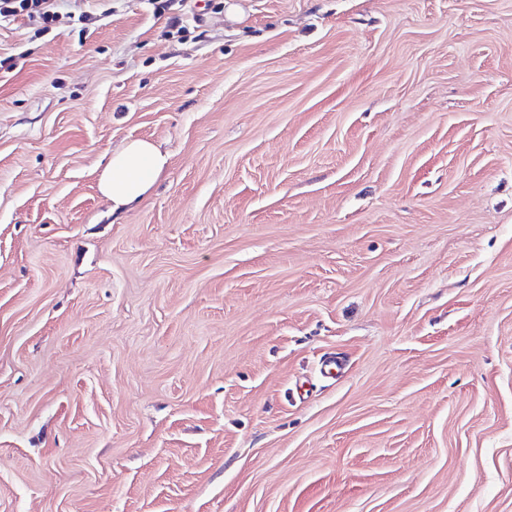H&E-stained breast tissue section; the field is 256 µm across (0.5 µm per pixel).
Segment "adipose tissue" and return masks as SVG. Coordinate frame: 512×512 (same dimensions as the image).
Instances as JSON below:
<instances>
[{"label":"adipose tissue","mask_w":512,"mask_h":512,"mask_svg":"<svg viewBox=\"0 0 512 512\" xmlns=\"http://www.w3.org/2000/svg\"><path fill=\"white\" fill-rule=\"evenodd\" d=\"M169 164V156L147 139H135L113 151L98 177V189L110 202L113 213H121L148 197Z\"/></svg>","instance_id":"adipose-tissue-1"}]
</instances>
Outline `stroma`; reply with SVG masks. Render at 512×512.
Segmentation results:
<instances>
[{
  "label": "stroma",
  "instance_id": "35a3bbf8",
  "mask_svg": "<svg viewBox=\"0 0 512 512\" xmlns=\"http://www.w3.org/2000/svg\"><path fill=\"white\" fill-rule=\"evenodd\" d=\"M0 512H512V0L0 26ZM169 164V155L147 139L124 143L108 159L98 177L101 195L111 203L112 216L142 202Z\"/></svg>",
  "mask_w": 512,
  "mask_h": 512
}]
</instances>
